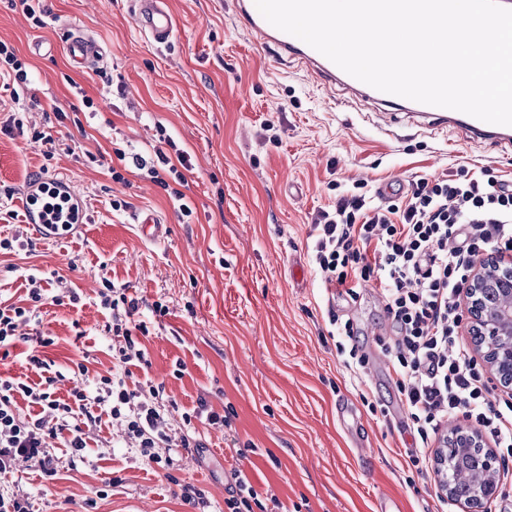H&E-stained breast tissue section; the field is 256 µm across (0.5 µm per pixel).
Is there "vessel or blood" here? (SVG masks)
Masks as SVG:
<instances>
[{
  "label": "vessel or blood",
  "mask_w": 512,
  "mask_h": 512,
  "mask_svg": "<svg viewBox=\"0 0 512 512\" xmlns=\"http://www.w3.org/2000/svg\"><path fill=\"white\" fill-rule=\"evenodd\" d=\"M133 16L137 27L158 45L168 43L174 35L176 22L164 0H133ZM233 14L241 29L262 47L274 50L279 61L297 65L325 85H342L346 89L376 104L378 111L390 109L419 118L433 129L448 121L458 122L469 138H484L503 147L512 148V126L483 122L460 111L430 106L379 91L348 75L320 52L302 40L271 25L258 11L254 0H233ZM65 47L71 60L81 66L94 61L100 51L89 37L68 34ZM21 192L28 205V222L52 236L68 235L81 230L86 213L77 192L65 179L44 176L27 182ZM67 200L66 212L53 210L52 197Z\"/></svg>",
  "instance_id": "1"
}]
</instances>
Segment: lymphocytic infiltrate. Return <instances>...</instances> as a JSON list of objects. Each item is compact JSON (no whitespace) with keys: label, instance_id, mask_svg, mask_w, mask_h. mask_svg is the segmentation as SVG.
<instances>
[{"label":"lymphocytic infiltrate","instance_id":"lymphocytic-infiltrate-1","mask_svg":"<svg viewBox=\"0 0 512 512\" xmlns=\"http://www.w3.org/2000/svg\"><path fill=\"white\" fill-rule=\"evenodd\" d=\"M313 230L312 261L324 282L352 298L373 286L385 304L391 333L379 345L416 440L409 464L426 461L431 439L458 418L490 434L512 459V402L491 408L488 383L460 334V294L473 267L487 256L512 259V186L459 171L414 181L398 197L374 200L350 190L334 209L317 213ZM28 283V305H0L1 359L15 348L20 325L39 323L45 302L73 307L81 302L74 289L51 296L36 277ZM98 297L110 315L104 330L112 336L111 373L60 397L63 374L41 355L55 339L35 332L34 349L26 356L35 380L0 378L1 475L23 459L54 476L59 438L72 460H83L106 415L122 420L128 447L146 465L167 468L172 463L167 449L198 447L188 431L172 438L167 415L177 404L164 385L128 381L131 365L145 359L139 339L149 333L145 322L133 319L138 299L108 280ZM225 492L226 512L267 510L242 470H232Z\"/></svg>","mask_w":512,"mask_h":512}]
</instances>
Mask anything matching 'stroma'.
Masks as SVG:
<instances>
[{
    "mask_svg": "<svg viewBox=\"0 0 512 512\" xmlns=\"http://www.w3.org/2000/svg\"><path fill=\"white\" fill-rule=\"evenodd\" d=\"M42 3L50 14L39 27L20 0H0V42L28 73L17 95L0 75V190L49 170L72 183L89 221L33 251L0 252V303L19 302L31 274L75 289L79 307L41 311V331L56 338L45 354L59 369L81 362L105 375L112 339L97 292L105 277L127 286L143 299L136 317L149 328L140 339L148 364L133 368L134 380L164 384L183 411L206 400L230 424L195 421L199 447L171 449L174 465L163 470L136 461L119 421L106 417L84 460L70 462L60 446L55 476L23 462L0 484L23 489L32 512H197L181 497L186 484L224 512L237 467L268 512H462L453 499L440 505L435 471L405 464L407 435L384 418L401 401L376 344L390 333L381 298L371 288L354 299L326 288L311 260V225L357 181L372 194L396 178L433 180L461 167L512 183V151L406 116L390 125L371 102L278 62L236 25L231 0H168L179 27L166 45L141 33L129 0ZM66 29L94 38L101 59L73 65ZM20 110L26 125L59 139L52 160L28 135L4 131ZM163 137L190 158L185 182L164 189L139 170L113 180L115 149L150 164ZM143 211L160 217L162 238L141 235ZM156 301L168 316H152ZM334 314L358 331L364 383L337 354ZM237 447L245 459L234 457Z\"/></svg>",
    "mask_w": 512,
    "mask_h": 512,
    "instance_id": "obj_1",
    "label": "stroma"
}]
</instances>
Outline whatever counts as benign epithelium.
Wrapping results in <instances>:
<instances>
[{
	"instance_id": "7a95c632",
	"label": "benign epithelium",
	"mask_w": 512,
	"mask_h": 512,
	"mask_svg": "<svg viewBox=\"0 0 512 512\" xmlns=\"http://www.w3.org/2000/svg\"><path fill=\"white\" fill-rule=\"evenodd\" d=\"M507 291L512 293V265L505 260L487 259L475 265L468 276L462 293V309L469 333L478 337L475 347L489 377L509 389L512 387V303L504 306L498 303V298ZM476 453L482 455L484 467H493L494 453L486 448L479 431L458 424L443 435L434 459L441 493L453 496L455 482L448 477L452 461ZM497 493L496 483L475 486L472 494L462 501L464 512H482L484 502Z\"/></svg>"
}]
</instances>
